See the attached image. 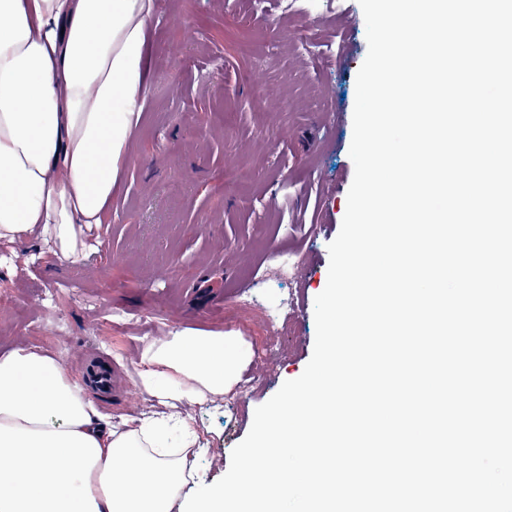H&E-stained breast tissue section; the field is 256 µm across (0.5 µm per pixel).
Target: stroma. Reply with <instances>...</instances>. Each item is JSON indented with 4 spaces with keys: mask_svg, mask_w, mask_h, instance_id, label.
<instances>
[{
    "mask_svg": "<svg viewBox=\"0 0 512 512\" xmlns=\"http://www.w3.org/2000/svg\"><path fill=\"white\" fill-rule=\"evenodd\" d=\"M358 0L304 11L250 0H157L147 40V95L111 214L91 228L85 258L33 237L0 243V351L53 352L72 377L96 359L122 369L93 391L121 422L160 412L134 383L143 344L173 328L224 333L244 354L269 336L265 311L237 306L235 289L287 292L291 335L261 385L234 412L191 411L207 442L204 483L229 469L255 409L299 377L315 342L314 299L327 283L354 177L349 156L356 77L366 58ZM296 251L294 268L275 256Z\"/></svg>",
    "mask_w": 512,
    "mask_h": 512,
    "instance_id": "obj_1",
    "label": "stroma"
}]
</instances>
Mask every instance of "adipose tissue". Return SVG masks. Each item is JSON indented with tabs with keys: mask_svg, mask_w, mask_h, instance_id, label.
<instances>
[{
	"mask_svg": "<svg viewBox=\"0 0 512 512\" xmlns=\"http://www.w3.org/2000/svg\"><path fill=\"white\" fill-rule=\"evenodd\" d=\"M155 5L0 0V242L36 233L85 256L128 157ZM244 367L223 335L171 330L135 369L164 413L115 425L54 354L0 355V512H179L200 450L189 412Z\"/></svg>",
	"mask_w": 512,
	"mask_h": 512,
	"instance_id": "1",
	"label": "adipose tissue"
}]
</instances>
